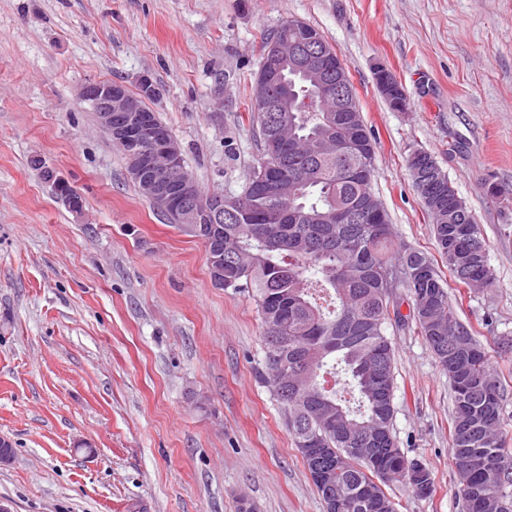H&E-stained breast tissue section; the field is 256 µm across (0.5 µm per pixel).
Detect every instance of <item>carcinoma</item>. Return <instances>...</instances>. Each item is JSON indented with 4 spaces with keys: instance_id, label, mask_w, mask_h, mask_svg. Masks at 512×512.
<instances>
[{
    "instance_id": "1",
    "label": "carcinoma",
    "mask_w": 512,
    "mask_h": 512,
    "mask_svg": "<svg viewBox=\"0 0 512 512\" xmlns=\"http://www.w3.org/2000/svg\"><path fill=\"white\" fill-rule=\"evenodd\" d=\"M325 40L309 24L284 22L265 42ZM273 89L284 111L264 122L256 102L262 159L238 195V218L196 225L209 269L228 253L224 287L249 288L257 303L266 348L263 381L284 409L288 431L306 466L305 448H327L331 478L314 482L328 512H395L385 493V473L400 468L402 479L434 484L432 471H411L393 434V353L385 335L394 306L381 270L396 269L409 288L414 318L443 369L454 399L451 457L475 450L491 465L455 469L459 484L476 494L464 498L466 512H512V450L503 446L504 386L484 349L457 317L446 283L419 251L394 261L395 240L386 209L372 189L376 142L360 112H335L327 122L324 100L312 82L280 77ZM311 98L318 106L299 109ZM347 147L336 151V141ZM288 159L295 170L282 194L252 191L262 166ZM419 194L431 217L448 271L470 289L494 279L479 224L448 177ZM374 198L383 216L367 217L363 200ZM288 366V382L274 374Z\"/></svg>"
}]
</instances>
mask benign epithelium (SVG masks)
Instances as JSON below:
<instances>
[{"mask_svg": "<svg viewBox=\"0 0 512 512\" xmlns=\"http://www.w3.org/2000/svg\"><path fill=\"white\" fill-rule=\"evenodd\" d=\"M266 79L259 80L255 99L265 102L270 99L268 78L277 74L284 63L302 70L336 72V88L324 93L331 104L330 112H353L348 89L342 80L343 63L338 56L327 53L326 46L314 43L305 50L288 56V49L282 44L272 43L265 52ZM377 87L390 107L397 112L408 109L409 99L401 84L386 68L374 70ZM155 89L148 78L140 81L139 92L131 93L122 84L110 81L88 83L79 89L81 102L89 105L94 112L100 129L110 137L113 145L126 156L128 175L140 192L148 198L168 223L180 224L192 231L187 217L210 214L236 215V200L222 195H200L194 180L184 175L171 178L176 167L182 165L181 149L176 140L161 133L151 119V113L143 111L142 102L151 98ZM45 179L53 186L55 196L72 212L83 210L80 194L63 177L50 169L44 170Z\"/></svg>", "mask_w": 512, "mask_h": 512, "instance_id": "7a95c632", "label": "benign epithelium"}]
</instances>
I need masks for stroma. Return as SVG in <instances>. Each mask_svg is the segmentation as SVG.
Returning a JSON list of instances; mask_svg holds the SVG:
<instances>
[{"label": "stroma", "mask_w": 512, "mask_h": 512, "mask_svg": "<svg viewBox=\"0 0 512 512\" xmlns=\"http://www.w3.org/2000/svg\"><path fill=\"white\" fill-rule=\"evenodd\" d=\"M291 19L342 60L376 140L373 185L399 249L447 275L407 161L431 154L479 224L491 285L448 296L505 387L512 448V0H0V466L8 512H323L283 411L258 377L250 289L218 288L202 242L167 223L78 99L138 91L206 194L241 193L261 159L250 86ZM403 86L397 112L376 66ZM42 167H35L34 159ZM51 168L83 198L56 199ZM393 431L433 473L396 512H466L451 463L454 394L393 289ZM294 20L284 22L275 32L265 37L264 46L271 41H295L306 37H317L321 41H326L324 35L313 26L305 23L302 28L295 29L291 26Z\"/></svg>", "instance_id": "1"}]
</instances>
